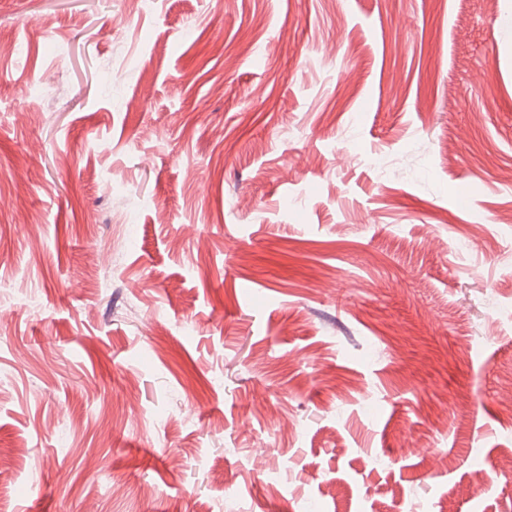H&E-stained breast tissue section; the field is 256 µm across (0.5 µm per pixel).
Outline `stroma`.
<instances>
[{
	"instance_id": "stroma-1",
	"label": "stroma",
	"mask_w": 512,
	"mask_h": 512,
	"mask_svg": "<svg viewBox=\"0 0 512 512\" xmlns=\"http://www.w3.org/2000/svg\"><path fill=\"white\" fill-rule=\"evenodd\" d=\"M507 15L0 0V512H512Z\"/></svg>"
}]
</instances>
